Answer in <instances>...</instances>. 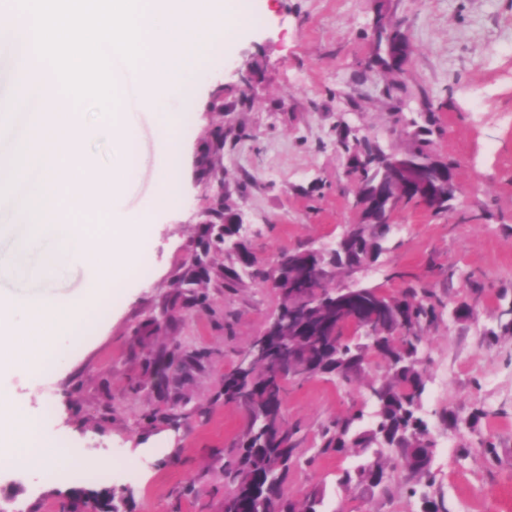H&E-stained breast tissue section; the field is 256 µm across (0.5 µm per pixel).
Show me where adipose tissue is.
<instances>
[{
  "label": "adipose tissue",
  "instance_id": "adipose-tissue-1",
  "mask_svg": "<svg viewBox=\"0 0 512 512\" xmlns=\"http://www.w3.org/2000/svg\"><path fill=\"white\" fill-rule=\"evenodd\" d=\"M36 422L28 406L11 390L0 387V465L26 470L52 472L56 468L80 463L96 471L112 467L108 456L86 457L76 446L39 443L35 440Z\"/></svg>",
  "mask_w": 512,
  "mask_h": 512
}]
</instances>
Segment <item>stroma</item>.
Instances as JSON below:
<instances>
[{"mask_svg": "<svg viewBox=\"0 0 512 512\" xmlns=\"http://www.w3.org/2000/svg\"><path fill=\"white\" fill-rule=\"evenodd\" d=\"M241 2L263 21L225 32L182 104L177 201L155 199L162 160L150 116L140 119L142 178L125 206L151 207L152 228L132 281L102 295L90 325L62 341L60 362L35 379L0 377L28 400L37 440L78 443L114 470L57 480L2 471L0 512H63L77 488L112 490L118 512H220L224 455L247 425L224 401V376L279 310L273 265L285 251L334 246L361 221L343 139L387 154L420 148L455 167L447 212L398 207L377 260L327 279L442 302L419 347L430 473L398 464L393 448L323 450L325 430L354 411L371 428V388L386 367L370 356L348 381L289 382L298 447L284 495L301 507L320 493L319 512H423L428 499L443 512H512V0ZM379 22L408 39L401 70L372 65ZM230 268L239 279L226 278ZM462 305L468 314L454 316ZM368 456L383 463L382 484H341Z\"/></svg>", "mask_w": 512, "mask_h": 512, "instance_id": "stroma-1", "label": "stroma"}]
</instances>
